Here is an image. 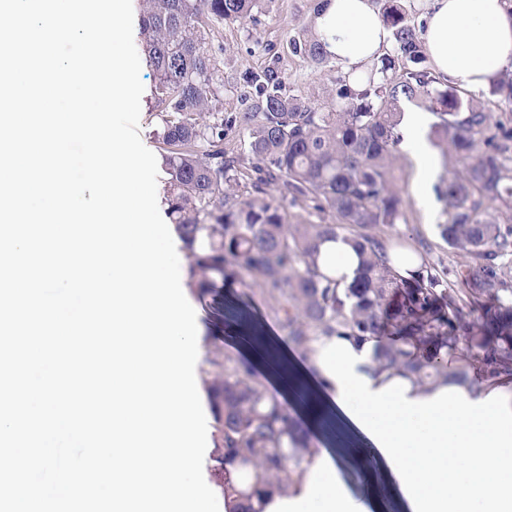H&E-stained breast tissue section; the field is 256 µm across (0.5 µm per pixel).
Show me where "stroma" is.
Returning <instances> with one entry per match:
<instances>
[{"label": "stroma", "mask_w": 512, "mask_h": 512, "mask_svg": "<svg viewBox=\"0 0 512 512\" xmlns=\"http://www.w3.org/2000/svg\"><path fill=\"white\" fill-rule=\"evenodd\" d=\"M317 4L318 0H260L254 23L215 24L209 42L223 49L225 82L236 83L244 73L274 66L290 86L300 91L306 103L316 107L326 105L339 69L332 63L310 64L289 49L290 40L311 25ZM402 197L404 222L381 227L378 236L390 240L409 237L424 242L423 262L441 270H452L463 263L464 255L449 249L438 235L437 226L445 220L443 203L436 199L428 205L419 202L408 181L402 184ZM186 295L201 312V369H208V360L215 349L239 360L251 355L256 380L268 395L288 403L294 416L312 428L316 454L330 456L335 461L348 490L363 499L371 512H406L403 496L387 468L375 458L358 453L357 437H350L347 445L339 444L333 432L334 424L312 392L308 376L298 371L305 359L283 337L261 288L244 282L236 285L231 293L219 290L203 297L190 287Z\"/></svg>", "instance_id": "35a3bbf8"}]
</instances>
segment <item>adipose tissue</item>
<instances>
[{
  "label": "adipose tissue",
  "instance_id": "adipose-tissue-1",
  "mask_svg": "<svg viewBox=\"0 0 512 512\" xmlns=\"http://www.w3.org/2000/svg\"><path fill=\"white\" fill-rule=\"evenodd\" d=\"M421 39L436 73L476 92L512 70V0H425ZM343 71L367 72L393 39L375 0H328L313 18ZM430 115L406 111L400 148L414 163V188L433 179L425 129ZM319 266L339 286L359 259L344 237L325 241ZM373 341L322 336L313 343L311 384L331 411L385 464L408 512H512V383L473 392L458 384L421 387L376 372ZM261 512H370L354 499L329 456L315 457L289 492L263 496Z\"/></svg>",
  "mask_w": 512,
  "mask_h": 512
}]
</instances>
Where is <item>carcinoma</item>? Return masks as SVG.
Returning a JSON list of instances; mask_svg holds the SVG:
<instances>
[{"instance_id":"cac0c4a2","label":"carcinoma","mask_w":512,"mask_h":512,"mask_svg":"<svg viewBox=\"0 0 512 512\" xmlns=\"http://www.w3.org/2000/svg\"><path fill=\"white\" fill-rule=\"evenodd\" d=\"M257 0H140L145 51L154 74L156 136L163 145L167 214L190 261V286L205 294L216 280H250L267 291L284 337L303 356L319 336L376 339L378 371L426 385L481 390L512 382V124L485 102L440 88L427 51L401 10L384 8L396 58L377 79L336 78L331 104L301 102L273 68L224 85L211 52L212 22L246 25ZM291 51L323 65L329 57L313 29ZM492 94L512 105V74ZM245 109L224 115V91ZM426 103L429 138L441 147L445 174L434 185L447 219L441 239L467 257L453 281L421 268L410 283L390 266L398 242L369 233L403 216L397 146L401 102ZM246 137L231 144L226 131ZM249 181L252 192H240ZM295 203L308 200L333 222L290 224L268 189ZM360 257L346 288L318 265L323 241L346 229ZM476 321L465 320L468 313ZM466 352H458L460 342ZM204 383L221 423V464H235L254 492L298 484L313 456L311 431L283 403L267 397L252 369L212 352ZM227 512H254L252 494L224 470Z\"/></svg>"}]
</instances>
